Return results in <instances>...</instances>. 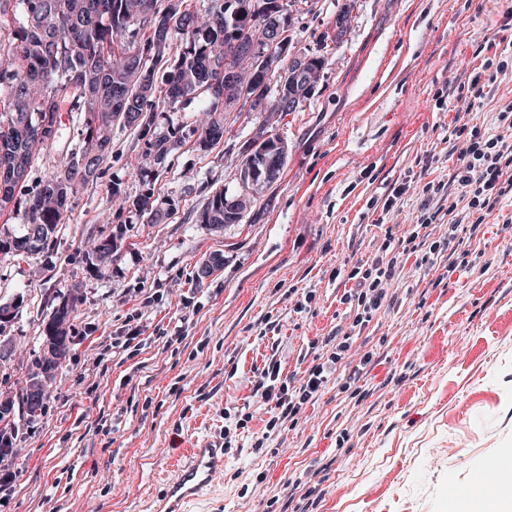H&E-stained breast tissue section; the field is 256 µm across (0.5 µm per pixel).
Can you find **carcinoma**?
Returning <instances> with one entry per match:
<instances>
[{"label":"carcinoma","instance_id":"cac0c4a2","mask_svg":"<svg viewBox=\"0 0 512 512\" xmlns=\"http://www.w3.org/2000/svg\"><path fill=\"white\" fill-rule=\"evenodd\" d=\"M168 2L171 26L159 34L154 24L143 21L130 25L132 13L148 15L162 2ZM217 4L219 15L209 27H198V11L185 0H0V163L20 155L21 168L31 169L36 153L46 154L41 145L23 139L22 127L42 122L54 139L62 135V112L83 115L78 133L79 144L67 157L52 165L51 173L34 194L0 199V215L21 209L25 233L0 236V244L14 241L13 253L33 255L51 247L57 227L72 210V199L79 189L97 178L100 165L111 143L112 126L117 121L142 132L152 129L161 107L173 111L196 98L198 87L212 74L213 60L221 58L224 40L232 22L224 21V7ZM246 6L241 21L256 23L266 5L273 0H234ZM185 48L169 60L166 51L175 44ZM134 46L137 54L126 65L112 66V56ZM58 68L40 86L28 77L45 71L49 58ZM162 72L158 91L140 86V70ZM126 98L130 112L143 115V122L133 124L112 111V99ZM201 119L205 128L193 132L205 136L203 147L224 138V108L207 99ZM201 223L212 231L224 227V191L212 195L201 213ZM82 298L68 296L49 314L45 328V363L56 370L70 353L68 328L76 316Z\"/></svg>","mask_w":512,"mask_h":512}]
</instances>
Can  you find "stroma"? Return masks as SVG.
<instances>
[{
  "mask_svg": "<svg viewBox=\"0 0 512 512\" xmlns=\"http://www.w3.org/2000/svg\"><path fill=\"white\" fill-rule=\"evenodd\" d=\"M342 3L291 14V52L327 59L297 111L265 125L227 114L208 148L193 132L197 103L157 113L156 132L177 143L161 166L138 129L114 125L52 250L0 257V401L36 371L48 313L70 293L83 299L70 355L44 381L45 412L30 421L13 409L0 470L16 480L0 512H152L193 445H223L224 472L185 512H483L474 470L505 482L512 199L464 239L467 263L400 256L394 287L359 328L348 274L385 258L386 240L414 230L423 186L459 169L449 133L470 116L454 89L481 75L478 45H512V0H356L335 41ZM262 125L286 142L285 168L239 223L207 230L199 213L215 191L239 192ZM116 188L125 206L112 203ZM147 196L161 223L139 211ZM106 237L116 251L100 265L91 249ZM214 255L220 269L202 273ZM336 351L356 378L332 373L295 419L266 431L273 414L254 389L268 366L293 390ZM450 444L453 456L433 459Z\"/></svg>",
  "mask_w": 512,
  "mask_h": 512,
  "instance_id": "stroma-1",
  "label": "stroma"
}]
</instances>
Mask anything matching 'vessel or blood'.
Masks as SVG:
<instances>
[{
	"label": "vessel or blood",
	"mask_w": 512,
	"mask_h": 512,
	"mask_svg": "<svg viewBox=\"0 0 512 512\" xmlns=\"http://www.w3.org/2000/svg\"><path fill=\"white\" fill-rule=\"evenodd\" d=\"M223 469V448L214 446L189 449L187 461L176 465L175 477L168 485L170 505H159L155 512H177L183 502L209 488Z\"/></svg>",
	"instance_id": "b4317fda"
}]
</instances>
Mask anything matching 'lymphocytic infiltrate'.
<instances>
[{"mask_svg":"<svg viewBox=\"0 0 512 512\" xmlns=\"http://www.w3.org/2000/svg\"><path fill=\"white\" fill-rule=\"evenodd\" d=\"M505 124V133L491 134L481 125L466 120L454 126L451 135L460 143L463 165L456 174L455 200L449 205L436 204L435 198L444 186L427 182L422 189L423 201L419 209V228L435 223L440 213H447L451 227L463 224H480L505 197L512 196V112L498 114ZM395 261L376 262L368 266H354L349 277L354 280L359 293L357 302L362 309L359 323H366L368 315L380 308L387 290L394 282ZM331 365L321 363L312 366L297 393L288 387L277 386V371L266 372L265 382L259 383L256 394L264 401L274 402L278 421L294 419L303 404L317 394L332 373Z\"/></svg>","mask_w":512,"mask_h":512,"instance_id":"f902f5d3","label":"lymphocytic infiltrate"}]
</instances>
